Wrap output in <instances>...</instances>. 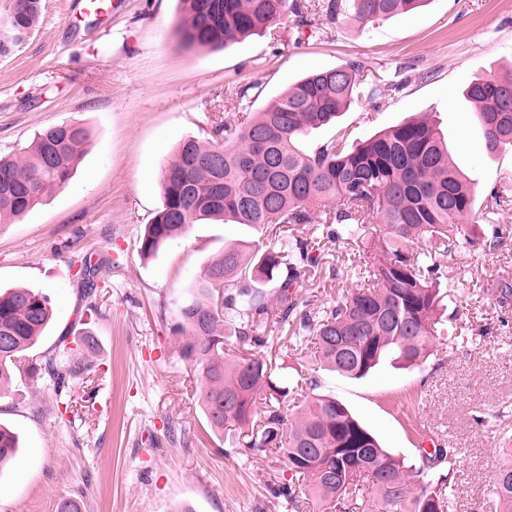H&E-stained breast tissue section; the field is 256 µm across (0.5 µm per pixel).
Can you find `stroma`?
Listing matches in <instances>:
<instances>
[{
	"label": "stroma",
	"mask_w": 512,
	"mask_h": 512,
	"mask_svg": "<svg viewBox=\"0 0 512 512\" xmlns=\"http://www.w3.org/2000/svg\"><path fill=\"white\" fill-rule=\"evenodd\" d=\"M39 27L0 56V155L15 156L35 132L73 121L89 139L68 186L21 220L0 224V289L48 295L53 318L27 358L54 353L60 337L91 334L84 353L94 373L75 383L72 406L59 413L47 373L14 372L0 398V424L20 441L0 467V512H322L307 499L274 498L290 478L282 456L248 459L235 434L215 436L195 396L196 374L173 332L192 284L230 242L257 240L260 228L204 221L143 256L139 240L161 204L160 173L186 137L206 139L220 105L235 89L258 85L259 112L308 72L361 61L372 73L406 79L395 98L351 106L307 137L347 143L428 113L448 137L457 165L477 188L475 219L485 230L486 196L512 186V154L489 153L463 97L479 76L512 71V0H429L425 7L374 26L353 20L299 27L286 16L273 30L216 51L185 47L178 0H119L112 13H83L80 0H41ZM104 260L93 294L74 277L75 252ZM320 264L306 280L314 304L339 301L351 269L364 258L321 243ZM448 313L457 336L433 337L441 358L402 368L382 359L353 379L313 368L310 352L281 351L286 334L268 338L267 356L282 376L302 382L305 397L331 396L393 455L417 459L427 437L463 454L456 512H494L488 489L512 435V302L487 289L512 275V237L494 249L444 257Z\"/></svg>",
	"instance_id": "stroma-1"
}]
</instances>
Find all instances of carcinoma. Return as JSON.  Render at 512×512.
I'll return each mask as SVG.
<instances>
[{
  "label": "carcinoma",
  "instance_id": "obj_1",
  "mask_svg": "<svg viewBox=\"0 0 512 512\" xmlns=\"http://www.w3.org/2000/svg\"><path fill=\"white\" fill-rule=\"evenodd\" d=\"M182 42L218 50L271 28L290 12L299 25L313 12L327 24L349 16L363 26L408 14L428 0H179ZM0 56L19 45L18 35L37 28L41 0H0ZM404 79L365 74L351 61L312 72L290 85L261 112L243 105L248 89L237 90L221 118L211 121L210 138L184 139L161 175V207L146 225L140 243L144 256L155 254L188 228L204 220L265 229L252 244L251 273L242 272L245 254L238 244L207 266L194 284L174 327L180 357L196 370L197 402L211 431L237 434L246 457L280 454L292 476L273 489L274 497L295 500L304 482L334 512H347L358 500L360 479L384 498L385 512H453L460 453L436 448L416 462L382 448L340 401L318 396L297 412L288 398L299 387L285 385L281 367L261 347L262 331L288 326L289 342L313 345L315 361L351 378H361L390 356L409 365L424 363L431 337L443 325L448 279L437 258L452 250L493 249L508 228L492 236L468 235L464 220L474 214L475 189L448 153L440 124L424 114L383 129L348 147L339 139L311 151L301 141L362 100L392 99ZM489 152H512V72L477 78L465 89ZM89 138L78 123L63 122L35 134L14 158L0 157V224L23 218L51 191L64 188ZM486 207L507 213L512 196L496 190ZM310 224L321 239L350 249L360 246L370 224L386 232L370 269L372 286L353 288L328 307H312L301 294L309 272L319 264ZM76 276L89 288L102 273V261L77 257ZM274 284L272 294L256 287ZM501 303L512 300V278L491 284ZM52 319L47 295L29 288L0 292V396L11 390L13 367L31 349ZM243 352L227 358L226 337ZM58 387L84 379L91 368L75 349L61 343L44 362ZM19 439L0 426V466L15 459ZM496 512H512V461L499 467L490 490Z\"/></svg>",
  "mask_w": 512,
  "mask_h": 512
}]
</instances>
